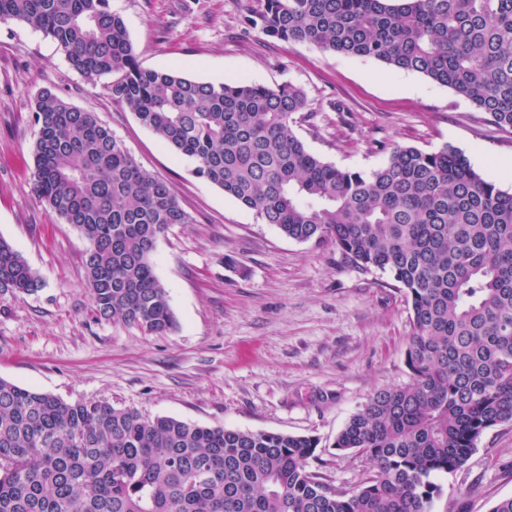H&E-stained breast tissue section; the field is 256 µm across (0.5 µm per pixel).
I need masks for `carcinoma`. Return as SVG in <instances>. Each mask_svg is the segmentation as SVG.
Here are the masks:
<instances>
[{
	"mask_svg": "<svg viewBox=\"0 0 512 512\" xmlns=\"http://www.w3.org/2000/svg\"><path fill=\"white\" fill-rule=\"evenodd\" d=\"M12 21L52 38L72 69L262 223L389 273L410 302L411 382L375 392L337 435V449L370 464L339 491L310 470L312 437L152 418L0 379V512H431L433 478L512 423V193L448 145H396L376 169L340 170L295 133L314 112L302 88L145 68L111 0H0V24ZM245 23L419 73L512 130V0H264ZM33 114V192L88 242L95 312L172 330L152 255L171 226L195 219L96 113L46 89ZM39 287L0 238V294Z\"/></svg>",
	"mask_w": 512,
	"mask_h": 512,
	"instance_id": "cac0c4a2",
	"label": "carcinoma"
}]
</instances>
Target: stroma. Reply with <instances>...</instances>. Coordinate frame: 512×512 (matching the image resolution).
I'll use <instances>...</instances> for the list:
<instances>
[{
	"mask_svg": "<svg viewBox=\"0 0 512 512\" xmlns=\"http://www.w3.org/2000/svg\"><path fill=\"white\" fill-rule=\"evenodd\" d=\"M144 67L209 82L302 88L316 114L295 131L343 170L369 171L382 144L460 150L512 192V132L421 74L288 44L247 30L263 0H111ZM48 89L97 113L146 170L171 186L193 223L157 243L154 270L174 330L101 319L86 286V241L36 199L34 98ZM134 114L71 69L57 43L22 22L0 25V238L42 281L0 295V378L68 402L107 401L149 417L318 439L311 468L349 490L365 457L334 446L371 394L409 382L410 307L389 274L362 271L334 245L288 238L194 175ZM431 512H491L512 496V424L486 430L467 462L437 477Z\"/></svg>",
	"mask_w": 512,
	"mask_h": 512,
	"instance_id": "obj_1",
	"label": "stroma"
}]
</instances>
